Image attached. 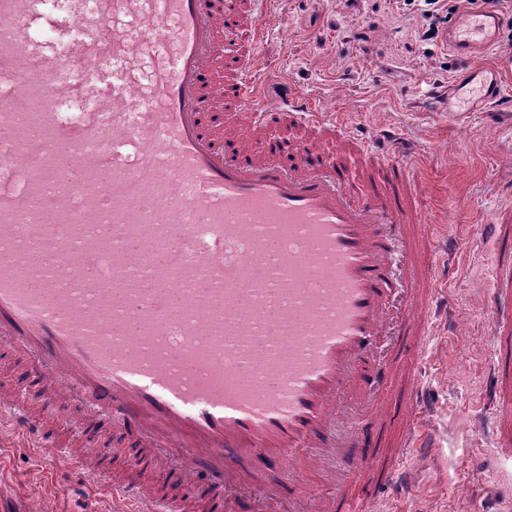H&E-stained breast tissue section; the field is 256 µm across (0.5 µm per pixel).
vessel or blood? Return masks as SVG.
<instances>
[{"instance_id": "1", "label": "vessel or blood", "mask_w": 512, "mask_h": 512, "mask_svg": "<svg viewBox=\"0 0 512 512\" xmlns=\"http://www.w3.org/2000/svg\"><path fill=\"white\" fill-rule=\"evenodd\" d=\"M44 3L0 0V353L78 419L63 448L19 395L0 397V421L108 486L115 512H231L237 492L257 493L262 512L288 500L306 512L332 455L347 478L317 512H364L395 483L394 458L422 445L410 431L392 439L403 417L388 412L375 429L334 433L344 408L377 407L423 352L438 290L416 260L409 168L304 97H265L268 0H68L63 54L38 34ZM498 23L484 11L443 40L467 58ZM228 28L247 47L216 82L206 70ZM141 56L156 60L147 94ZM222 101L238 125L214 119ZM285 117L351 139L372 171L363 197L312 150L248 148ZM20 264L33 287L20 285ZM489 312L499 356L512 268L496 265ZM284 335L288 372L271 379ZM393 336L403 345L385 350ZM112 438L136 466L168 463V485L113 469Z\"/></svg>"}]
</instances>
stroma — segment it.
<instances>
[{"label":"stroma","instance_id":"stroma-1","mask_svg":"<svg viewBox=\"0 0 512 512\" xmlns=\"http://www.w3.org/2000/svg\"><path fill=\"white\" fill-rule=\"evenodd\" d=\"M423 0L409 14L383 0H275L261 32L264 88L297 93L312 108L365 138L406 140L403 159L417 184L420 219L446 228L430 260L453 307L432 321L410 377L432 412L411 424L433 445L404 461L406 479L371 512H512V458L495 447L496 391L485 306L499 248L492 218L512 205V27L500 23L480 55L497 80L489 103L449 98L466 61L443 40L422 41ZM112 493L57 456L22 447L0 429V512H106Z\"/></svg>","mask_w":512,"mask_h":512}]
</instances>
